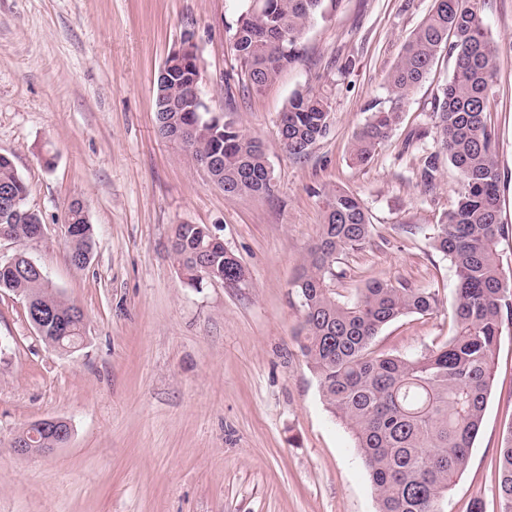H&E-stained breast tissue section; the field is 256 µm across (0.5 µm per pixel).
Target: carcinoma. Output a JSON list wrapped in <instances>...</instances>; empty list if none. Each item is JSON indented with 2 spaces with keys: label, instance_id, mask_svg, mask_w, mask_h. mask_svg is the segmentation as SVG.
<instances>
[{
  "label": "carcinoma",
  "instance_id": "carcinoma-1",
  "mask_svg": "<svg viewBox=\"0 0 512 512\" xmlns=\"http://www.w3.org/2000/svg\"><path fill=\"white\" fill-rule=\"evenodd\" d=\"M335 0H242L235 23L233 50L244 71V90L258 96L282 70L295 62L308 28L326 19L325 3ZM454 57L452 78L434 99L432 150L419 170L430 187L446 158L462 178L456 205L433 227V245L448 257L456 274L453 334L448 341L413 358L376 354L373 339L389 322L406 314H429L437 308L435 292L399 288L375 279L352 302L336 300L328 282L336 276L338 256L358 250L372 236L373 225L352 193L336 190L325 201L323 222L293 288L302 300L305 334L301 350L315 374L323 401L351 430L377 492V512H445L448 490L467 467L492 384V366L504 326L512 324V281L505 277L498 246L505 235L500 218V174L488 99L495 47L488 37L477 0H432L391 70L386 86L392 105L377 110L353 135L351 160L369 163L377 147L400 121L406 96L428 74L442 51ZM169 65V80L155 86L160 99L174 104L158 120L167 138L181 129V149L193 161L212 160L210 179L233 195H269L273 182L260 140L249 137L228 113H216L202 101L177 106L196 77L189 58ZM332 106L322 93L297 91L281 114L278 136L296 157L308 153L329 130ZM16 204L0 206V232L17 242L32 239L25 213L27 185L11 157L0 152V193ZM76 227L70 253L92 251L93 227L82 203L68 207ZM173 251L185 282L196 287L203 262L214 280L236 276L238 263L226 257L224 241L202 224H178ZM0 290L67 319L70 333L56 336L47 323L42 339L66 350L82 338L85 323L70 318L80 310L36 273H20L0 262ZM24 432L39 435L32 450L61 447L58 436L45 434L39 422ZM500 512H512V426L499 449Z\"/></svg>",
  "mask_w": 512,
  "mask_h": 512
}]
</instances>
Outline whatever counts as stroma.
I'll list each match as a JSON object with an SVG mask.
<instances>
[{
    "label": "stroma",
    "mask_w": 512,
    "mask_h": 512,
    "mask_svg": "<svg viewBox=\"0 0 512 512\" xmlns=\"http://www.w3.org/2000/svg\"><path fill=\"white\" fill-rule=\"evenodd\" d=\"M432 0H339L305 33L299 58L259 96L237 85L230 26L237 0H0V152L28 186L41 239H0V261L25 252L85 313V342L49 346L25 302L0 291V512H377L349 427L328 411L300 348L292 283L323 221L325 196L355 194L370 241L336 264L329 286L356 298L373 279L435 291L437 309L384 326L375 350L412 357L453 332L456 275L431 240L461 189L443 163L433 188L417 173L432 102L453 74L441 55L407 95L400 124L368 164L350 159L371 107L391 105L385 78ZM496 47L489 111L497 134L499 258L512 275V0H480ZM192 32L203 97L233 111L264 145L274 191L225 194L162 139L154 82ZM298 90L331 98V124L307 156L283 148L280 114ZM84 201L89 262L69 259L65 208ZM204 224L246 270L240 287L184 283L175 225ZM61 417L71 440L25 457L11 443L31 422ZM512 425V326L468 465L447 512H499L498 457Z\"/></svg>",
    "instance_id": "stroma-1"
}]
</instances>
